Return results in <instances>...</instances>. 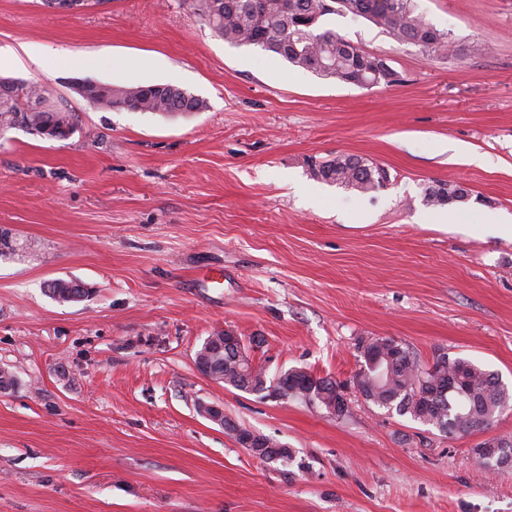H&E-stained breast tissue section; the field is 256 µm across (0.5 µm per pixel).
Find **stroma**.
Returning <instances> with one entry per match:
<instances>
[{
  "mask_svg": "<svg viewBox=\"0 0 512 512\" xmlns=\"http://www.w3.org/2000/svg\"><path fill=\"white\" fill-rule=\"evenodd\" d=\"M413 4L480 53L431 59L364 19L323 17L402 77L366 89L229 44L186 0H0V54L18 59L7 76L77 116L65 139L0 134V369L16 379L0 393V512H512V467L488 472L475 454L483 437L512 438V409L448 439L354 384L359 340L390 337L512 388V241L437 221L512 224V0ZM84 79L173 85L206 108L104 111L72 92ZM339 154L384 167L387 186L311 178L310 160ZM449 180L473 199L425 205V186ZM57 280L82 297L55 301ZM227 329L262 337L268 376L344 383L348 415L199 373L196 351ZM201 402L292 461L254 457Z\"/></svg>",
  "mask_w": 512,
  "mask_h": 512,
  "instance_id": "35a3bbf8",
  "label": "stroma"
}]
</instances>
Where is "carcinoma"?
I'll use <instances>...</instances> for the list:
<instances>
[{"label":"carcinoma","mask_w":512,"mask_h":512,"mask_svg":"<svg viewBox=\"0 0 512 512\" xmlns=\"http://www.w3.org/2000/svg\"><path fill=\"white\" fill-rule=\"evenodd\" d=\"M189 0L211 29L224 41L253 45L276 54L290 64L325 79L360 87L400 81L399 75L378 57L369 54L330 29L321 19L332 13L363 18L397 41L419 47L426 56L460 59L480 52L477 44H459L448 34L415 14L411 0ZM77 94L89 90L93 105L103 110H128L165 115H187L206 107L204 100L169 85H111L91 80L74 86ZM75 115L46 106V90L33 82L0 77V131L21 127L42 136L63 124H73ZM310 176L321 182L344 186L361 193L384 187L387 172L356 155H338L314 163ZM471 191L459 181L437 182L425 189L423 202L444 206L468 200ZM50 292L57 301H74L79 285L54 281ZM362 358L355 384L366 401L395 411L400 416L431 426L444 437L485 426L508 408L512 391L499 375L465 357L443 353L430 366L392 338L363 339L358 343ZM236 363L224 359V384L241 389ZM343 385L320 378L310 395L296 391L290 398L328 408L336 401V417L349 411L337 393ZM504 450L480 461L488 472L504 467L501 457H512V439L503 440Z\"/></svg>","instance_id":"obj_1"}]
</instances>
